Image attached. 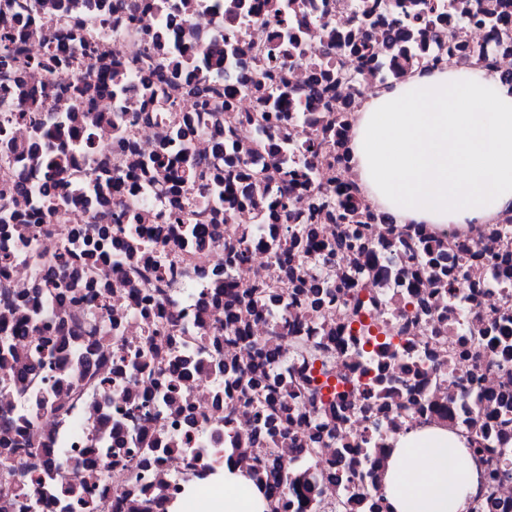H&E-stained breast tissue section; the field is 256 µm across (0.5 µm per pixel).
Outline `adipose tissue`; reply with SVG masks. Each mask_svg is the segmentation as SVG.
Returning <instances> with one entry per match:
<instances>
[{"label":"adipose tissue","instance_id":"obj_1","mask_svg":"<svg viewBox=\"0 0 512 512\" xmlns=\"http://www.w3.org/2000/svg\"><path fill=\"white\" fill-rule=\"evenodd\" d=\"M358 189L399 224H485L512 210V86L497 72L413 67L379 86L350 143ZM478 466L463 435L415 427L395 440L383 480L392 512H465ZM262 490L224 469L209 512H265Z\"/></svg>","mask_w":512,"mask_h":512}]
</instances>
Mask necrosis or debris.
<instances>
[{
    "label": "necrosis or debris",
    "mask_w": 512,
    "mask_h": 512,
    "mask_svg": "<svg viewBox=\"0 0 512 512\" xmlns=\"http://www.w3.org/2000/svg\"><path fill=\"white\" fill-rule=\"evenodd\" d=\"M84 2L41 0L39 22L18 33L25 56L57 45L75 53V64L0 73V110L49 89V115L67 119L64 142L76 141L85 118L112 125L94 153L71 152L57 185L31 156L26 126L13 128L14 152L0 164V209L13 217L0 224V252L13 254L0 262V345L34 369L26 386L0 371V434L52 466L0 467V484L15 489L9 512H59L55 497L70 484L94 512H134L143 499L151 512H169L191 460L206 461L227 443L229 463L255 482L287 480L289 512H387L380 485L395 437L434 424L478 441L483 466L512 467V211L445 230L401 225L357 192L356 109L369 89L402 80L413 55L433 42L422 36L387 47L388 16L364 24L356 0H301L285 23L259 10L231 27L224 0H180L172 17L162 0H108L102 51L88 56L72 40L74 25L92 22ZM162 28L185 53L214 61L209 73L231 77L228 94L208 111L191 93L207 73L201 69L162 89L164 108L151 98L159 69L145 37ZM448 32L455 67L476 71L485 58L512 78V7L499 26L452 14ZM364 38L372 41L366 63L347 46ZM228 41L301 48L288 62L270 132L258 128L256 98L240 87L267 83L269 73L221 55ZM332 50L364 75L310 103L312 73ZM116 67L143 94L92 92ZM219 137L229 146L221 157L213 152ZM307 141L338 155L336 185L347 208L366 214L363 225L317 210L324 164L300 156ZM160 154L176 170L188 160L204 173L233 166L270 176L250 203L138 168ZM282 191L283 212L275 207ZM48 196L57 209L40 213ZM117 214L123 223H114ZM288 224L302 225L305 238L286 235ZM238 246L246 260L236 258ZM64 251L69 262L57 264ZM47 275L75 282L84 299L40 290ZM356 316L381 320L387 344L363 346ZM52 334L65 339L54 360L35 357ZM78 352L89 356L91 384L62 411ZM323 371L338 396L315 393ZM116 437L142 450L144 466L110 452ZM268 451L282 470L257 467L256 456ZM90 463L99 477L79 486Z\"/></svg>",
    "instance_id": "necrosis-or-debris-1"
}]
</instances>
